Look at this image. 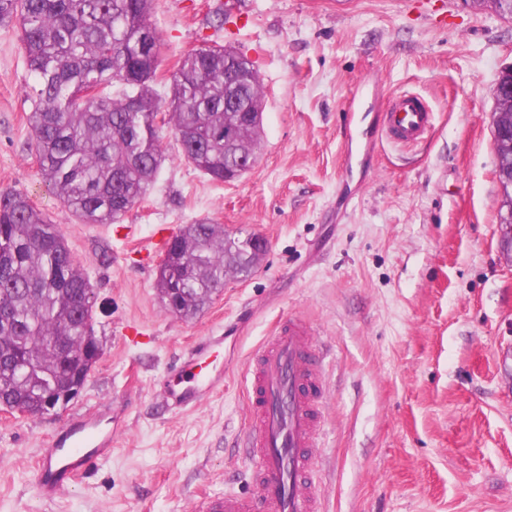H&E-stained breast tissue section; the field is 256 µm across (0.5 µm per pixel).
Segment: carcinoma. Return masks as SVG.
I'll return each instance as SVG.
<instances>
[{
    "mask_svg": "<svg viewBox=\"0 0 512 512\" xmlns=\"http://www.w3.org/2000/svg\"><path fill=\"white\" fill-rule=\"evenodd\" d=\"M152 0H0V24L22 21V40L36 107L32 148L44 181L82 224H112L146 196L164 160L158 123L171 128L180 154L214 180L233 173L240 156H256L261 127L244 109L261 100L253 64L239 67L241 92L224 109L223 46L185 56L161 110L153 81L160 38L148 23ZM236 140L224 147V127ZM512 177V137L498 147ZM503 190L501 223L512 224V184ZM256 239L233 237L218 224H185L167 242L190 255L159 271L172 313L195 316L224 288L249 275ZM96 292L64 236L15 190L0 191V404L35 415L95 366L85 354V321ZM67 338L72 358L59 365L52 341Z\"/></svg>",
    "mask_w": 512,
    "mask_h": 512,
    "instance_id": "1",
    "label": "carcinoma"
}]
</instances>
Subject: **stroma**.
Listing matches in <instances>:
<instances>
[{"mask_svg":"<svg viewBox=\"0 0 512 512\" xmlns=\"http://www.w3.org/2000/svg\"><path fill=\"white\" fill-rule=\"evenodd\" d=\"M154 87L182 58L227 45L254 64V167L219 182L166 159L112 227L82 224L43 181L17 27L0 26V190L25 193L97 291L103 355L79 396L42 417L0 410V512H193L203 496L260 500L239 447L247 367L282 319L314 333L326 393L313 459L321 512H512V262L500 238L492 123L512 21L470 0H154ZM403 93L435 114L415 146L378 133ZM367 114L371 153L346 154ZM219 224L266 250L191 318L157 290L159 227ZM225 334L224 386L167 412L183 353ZM115 414L112 454L60 498L33 485L39 451L77 419Z\"/></svg>","mask_w":512,"mask_h":512,"instance_id":"stroma-1","label":"stroma"}]
</instances>
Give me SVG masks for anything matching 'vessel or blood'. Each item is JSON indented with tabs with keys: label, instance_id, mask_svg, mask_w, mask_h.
I'll use <instances>...</instances> for the list:
<instances>
[{
	"label": "vessel or blood",
	"instance_id": "vessel-or-blood-1",
	"mask_svg": "<svg viewBox=\"0 0 512 512\" xmlns=\"http://www.w3.org/2000/svg\"><path fill=\"white\" fill-rule=\"evenodd\" d=\"M433 126V112L411 95L398 97L383 116L386 138L415 144ZM313 334L294 318L280 321L254 353L249 379L250 422L245 433L251 478L262 501L234 495L199 501L195 512H319L312 474L325 387L313 358ZM224 339L209 337L183 355L164 383L161 401L173 411L194 407L224 383ZM112 453V432L97 418L74 422L41 449L35 470L40 498L54 500L90 464Z\"/></svg>",
	"mask_w": 512,
	"mask_h": 512
}]
</instances>
